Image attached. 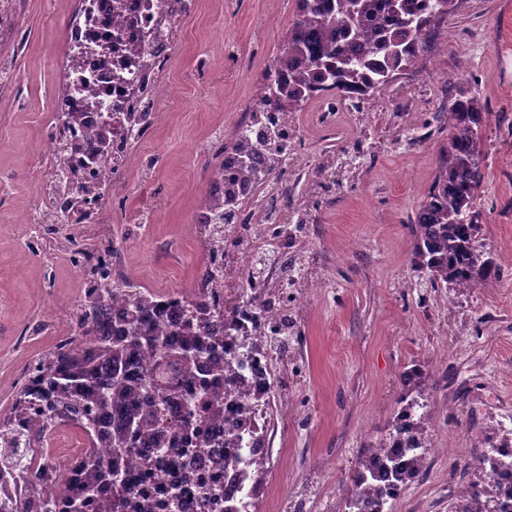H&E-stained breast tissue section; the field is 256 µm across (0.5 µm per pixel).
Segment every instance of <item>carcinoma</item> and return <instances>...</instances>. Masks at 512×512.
<instances>
[{"label": "carcinoma", "instance_id": "cac0c4a2", "mask_svg": "<svg viewBox=\"0 0 512 512\" xmlns=\"http://www.w3.org/2000/svg\"><path fill=\"white\" fill-rule=\"evenodd\" d=\"M453 0H297V11L288 28L274 69L283 79L270 90L272 111L307 102L315 86L336 91L341 100L355 91L370 92L387 85L399 72L419 65L423 46L432 36V23L448 14ZM484 105L474 94H459L448 109L435 112L426 126L447 133L437 173L426 191L412 225V265L430 274L432 286L470 289L483 285L492 262L481 259L475 246L478 234L474 204L484 178V145L481 128ZM264 130L243 134L233 144V164L242 178H254L261 169L253 140ZM99 164L112 161L111 138L103 135L91 154ZM154 296L141 293L123 317V333L109 336L113 328L112 307L97 300L88 305L80 327L86 336L100 342L91 351L60 347L47 352L33 369L49 383L46 391L19 389L6 417H22L34 403L53 407L56 414L79 425L94 438L96 447L113 449L105 464L89 462L82 475L65 482L51 493L45 512H124L126 484L109 497L95 496L102 483L125 468L182 454L184 449L169 440L170 422L160 408L178 396L175 376L190 375L195 362L207 350L205 338L214 324L203 307L192 309L180 323L183 344H168L155 328L150 308ZM152 351V365L143 374L127 372L123 366L139 352ZM216 379L231 385L237 381L229 362L213 367ZM422 371L413 367L404 376L405 392L398 399L396 417L409 419L398 452L375 457L382 441L362 449L357 465L346 482L347 512H385L389 489L405 477L426 470L427 452L422 418L414 417L420 403L413 393L420 389ZM205 410L213 418L224 417L226 407L245 416L251 405L242 390L231 396V404L207 396ZM112 417V426L97 434L100 415ZM485 453L474 452L458 469L461 483L474 488L471 495L455 496L452 512H491L481 495L491 493L492 473L477 469Z\"/></svg>", "mask_w": 512, "mask_h": 512}]
</instances>
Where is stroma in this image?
Returning a JSON list of instances; mask_svg holds the SVG:
<instances>
[{"label":"stroma","mask_w":512,"mask_h":512,"mask_svg":"<svg viewBox=\"0 0 512 512\" xmlns=\"http://www.w3.org/2000/svg\"><path fill=\"white\" fill-rule=\"evenodd\" d=\"M72 0H18L13 37L0 38V72L15 83L0 96V377L58 342L35 332L53 315L68 321L85 286L65 255L90 236L63 226L44 256L19 261L30 231L23 219L40 176L58 91L54 63L65 51ZM296 0H198L178 32L158 125L140 147L125 211L153 217L147 237L116 224L125 274L162 295L191 287L203 254L184 235L209 186V160L196 153L217 127L233 123L262 92L260 74L277 56ZM479 93L486 116L485 180L476 198L477 250L498 272L458 292L432 287L411 263L410 223L436 171L443 134L422 116L450 95ZM298 108L304 152L293 173L311 179L321 157L328 191L292 252L308 294L288 329V361L273 378L297 406L278 408L258 512H345L343 478L360 448L382 440L397 410L403 375L427 374L423 394L430 474L393 502L392 512H452L453 465L484 432L512 428V0H455L434 24L420 66L399 73L367 111L338 112L335 129Z\"/></svg>","instance_id":"1"}]
</instances>
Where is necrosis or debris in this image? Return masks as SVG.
Wrapping results in <instances>:
<instances>
[{
  "label": "necrosis or debris",
  "mask_w": 512,
  "mask_h": 512,
  "mask_svg": "<svg viewBox=\"0 0 512 512\" xmlns=\"http://www.w3.org/2000/svg\"><path fill=\"white\" fill-rule=\"evenodd\" d=\"M185 18L180 0H78L66 32L67 60L52 105V131L43 150L46 180L25 223L37 229L45 224L111 223L117 209L116 189L140 168L137 146L158 124V102L167 92L165 73L177 50L175 33ZM105 40L112 43L107 56L94 49L95 43ZM268 110L266 98L256 97L243 118L215 131L207 143L206 151L214 158L210 192L199 200L187 226L205 261L194 288L159 296L152 308L157 327L171 342L178 341L181 312L193 299L207 305L214 322L229 318L238 324L232 337L211 346L182 386L193 387L195 379L207 376L213 360L239 361L240 386L251 398L245 446L237 456L224 455V432L235 426L234 414L221 420L194 414V429L210 440V448L192 458L180 456L147 467H130L124 512H139L147 500L153 503L154 512H223L228 501L237 512L256 510L254 461L269 446L266 403L275 394L274 356L267 343L277 333L282 312L299 308L304 292L296 277L278 267L268 271L271 279L281 283L277 292L249 289L246 278L256 254L279 240L281 230H288L296 240L307 232L310 207L304 202L290 207L285 202V186L292 178L288 157L302 147L294 112L283 110L277 125L256 146L264 164L274 168V175L238 183L239 198L246 206L236 217L234 247L213 255L203 229L223 222L224 181L231 172L227 160L234 142L244 131L264 125ZM75 111L79 120L68 123V113ZM128 112L139 122L113 134V165L88 163L85 150L104 124L123 122ZM31 419L44 431L31 442L22 460L30 482L50 489L77 479L89 454L86 442L73 439L69 426L53 423L47 408L33 412Z\"/></svg>",
  "instance_id": "obj_1"
}]
</instances>
